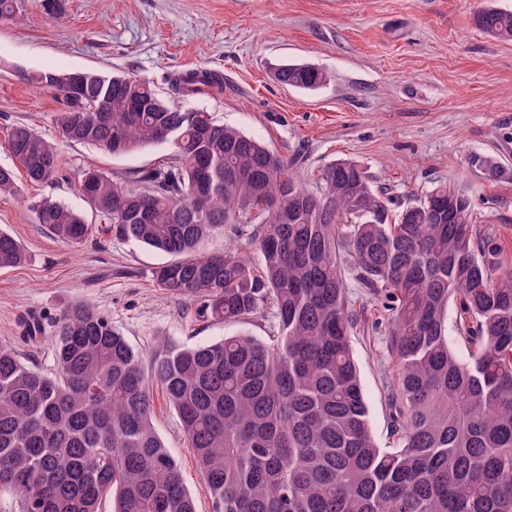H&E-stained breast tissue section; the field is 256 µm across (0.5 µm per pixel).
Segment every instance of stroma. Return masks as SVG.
<instances>
[{
    "label": "stroma",
    "instance_id": "35a3bbf8",
    "mask_svg": "<svg viewBox=\"0 0 512 512\" xmlns=\"http://www.w3.org/2000/svg\"><path fill=\"white\" fill-rule=\"evenodd\" d=\"M484 7L512 10V0H67L59 19L32 4L21 22L0 23V166L12 163L5 141L14 125L58 140L55 116L65 103L32 84L34 74L123 70L170 102L174 78L205 68L221 76L222 90L184 107L212 113L294 160L306 188H315L328 164L350 159L396 214L455 184L470 197L478 230L496 242L499 263L512 269V178L490 182L468 164L472 154H490L512 169V42L476 28ZM291 62L324 69L328 84L314 92L280 84L275 73ZM60 150L55 181L0 195V229L28 255L24 265L0 270V342L51 370L57 321L80 304L106 316L146 363L166 342L209 344L238 330L262 340L273 334L270 313L224 325L200 315L197 303L163 293L151 277L167 262L163 253L113 238L75 249L34 223L30 205L42 198L100 223L78 190L83 170L117 177L157 165L171 156L169 146L117 156L67 143ZM348 299L370 426L379 446L390 448L397 371L388 316L357 283ZM30 319L42 323L35 343L23 334ZM154 397L155 428L197 512H214L176 413L162 390Z\"/></svg>",
    "mask_w": 512,
    "mask_h": 512
}]
</instances>
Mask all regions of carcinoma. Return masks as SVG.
<instances>
[{
  "label": "carcinoma",
  "instance_id": "cac0c4a2",
  "mask_svg": "<svg viewBox=\"0 0 512 512\" xmlns=\"http://www.w3.org/2000/svg\"><path fill=\"white\" fill-rule=\"evenodd\" d=\"M29 0H0V22H16ZM474 22L512 41V11L488 7ZM76 95L59 92L61 137L112 154L166 144L173 155L114 179L83 171L80 192L100 214L48 199L35 222L80 247L111 237L162 251L158 287L200 303L219 323L271 309L276 335L226 336L203 346L170 344L150 368L125 336L88 305L66 310L56 329L53 369L25 364L0 343V493L17 512H196L181 467L153 424L154 387L177 414L214 512H512V271L477 234L471 202L440 185L390 220L388 203L352 160L320 172L305 189L294 163L210 113L162 99L142 78L121 73ZM288 87L316 91L330 75L304 63L277 72ZM219 84L189 71L172 90L190 97ZM6 148L26 181L55 179V143L26 125ZM490 182L512 175L497 158L472 155ZM18 192L0 168V194ZM230 226L253 228L255 273L239 252L203 254ZM27 260L0 231V269ZM388 312L398 363L392 406L396 446L381 448L351 349L355 320L347 274ZM469 344L448 342L450 303Z\"/></svg>",
  "mask_w": 512,
  "mask_h": 512
}]
</instances>
